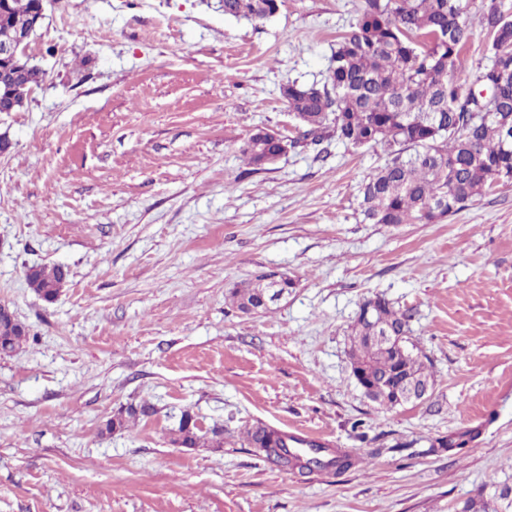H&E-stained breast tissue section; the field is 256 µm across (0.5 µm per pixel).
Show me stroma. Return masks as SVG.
Listing matches in <instances>:
<instances>
[{"mask_svg":"<svg viewBox=\"0 0 512 512\" xmlns=\"http://www.w3.org/2000/svg\"><path fill=\"white\" fill-rule=\"evenodd\" d=\"M363 0H47L45 73L0 112V303L29 329L0 355V512H461L512 488V183L434 224H371L377 148L312 144L251 171L259 128L298 135L283 83L322 82ZM68 277L47 302L31 265ZM290 279L259 314L228 300ZM411 311L434 388L386 408L350 371L360 304ZM152 417L110 434L132 402ZM220 448L171 437L183 411ZM261 422L358 457L301 478L248 448ZM461 448L431 451L436 439ZM279 0H224L225 15L263 22L279 10ZM156 413V408L153 404L147 401H140L138 403H131L123 410L113 417L105 421L102 428V433H111L115 429H123L128 427L130 422L140 419H145Z\"/></svg>","mask_w":512,"mask_h":512,"instance_id":"stroma-1","label":"stroma"}]
</instances>
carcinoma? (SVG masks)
Listing matches in <instances>:
<instances>
[{"label": "carcinoma", "instance_id": "1", "mask_svg": "<svg viewBox=\"0 0 512 512\" xmlns=\"http://www.w3.org/2000/svg\"><path fill=\"white\" fill-rule=\"evenodd\" d=\"M0 42L15 28L37 16L40 0H0ZM279 10V0H224V14L263 22ZM487 37L485 62L476 82L495 83L493 99L481 119L472 91L457 81L464 50L476 32ZM45 72L35 66H10L0 86L15 87L19 110ZM289 111L299 122L294 146L308 141L322 146L336 141L354 148L376 147L387 155L383 167L360 187L359 207L371 224H431L457 212L498 181L512 183V19L503 0H482L471 13L468 0H364L360 18L336 42L331 64L319 84L289 82L281 87ZM248 165L264 169L261 159L280 153V144L259 129L242 145ZM62 265H33L25 279L43 300L52 302L65 283ZM290 282L261 277L229 291L242 313L269 308ZM412 314L375 298L368 316H356L349 334L353 376L365 394L381 405L394 403L406 384L426 396L433 373L413 343L404 349L385 348L374 341L384 332L409 337ZM29 338V329L7 304H0V352L11 355ZM156 413L147 401L131 403L105 421L110 433ZM244 440L271 463L308 476L316 471L341 474L356 459L315 446L316 456L289 449L293 435L257 424ZM173 442L186 448L224 447V428L198 427L189 411L181 414Z\"/></svg>", "mask_w": 512, "mask_h": 512}]
</instances>
